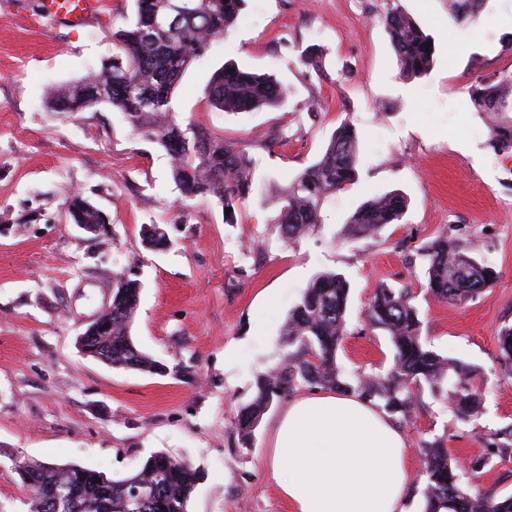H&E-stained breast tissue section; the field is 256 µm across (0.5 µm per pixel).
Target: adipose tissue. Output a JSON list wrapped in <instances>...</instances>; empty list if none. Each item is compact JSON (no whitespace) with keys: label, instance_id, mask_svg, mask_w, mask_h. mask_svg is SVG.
Segmentation results:
<instances>
[{"label":"adipose tissue","instance_id":"ef3b65f1","mask_svg":"<svg viewBox=\"0 0 512 512\" xmlns=\"http://www.w3.org/2000/svg\"><path fill=\"white\" fill-rule=\"evenodd\" d=\"M268 473L292 512H405L407 441L368 400L319 390L276 420Z\"/></svg>","mask_w":512,"mask_h":512}]
</instances>
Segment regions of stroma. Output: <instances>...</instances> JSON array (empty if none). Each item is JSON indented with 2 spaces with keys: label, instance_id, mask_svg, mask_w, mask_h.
<instances>
[{
  "label": "stroma",
  "instance_id": "obj_1",
  "mask_svg": "<svg viewBox=\"0 0 512 512\" xmlns=\"http://www.w3.org/2000/svg\"><path fill=\"white\" fill-rule=\"evenodd\" d=\"M395 8L434 39L423 78L399 75L385 24ZM133 12L134 0H102L99 14L71 29L41 16L36 0H0V512L29 509L14 457L118 479L160 450L200 472L189 512H290L265 476L286 399L264 413L252 446L235 420L257 376L285 365L284 322L326 269L351 284L338 351L347 374L374 379L392 365L388 337L366 316L383 284L412 288L430 349L484 374L483 408L467 422L429 390L415 393L399 422L411 461L407 512L422 509L421 444L440 436L459 463L492 457L480 488L511 494L512 448L494 452L489 435L512 427V365L498 350L499 329L512 325V158L490 148L470 90L512 74V0H486L467 24L449 17L448 0H247L227 40L187 70L172 100L180 120L250 147L263 197L233 224L205 200L179 207L166 151L121 112L47 107L53 91L111 58L112 34ZM311 44L324 51L318 73L299 60ZM230 60L274 74L286 104L213 108L206 86ZM346 119L358 134L354 184L324 205V224L284 242L273 222L277 188L318 159ZM393 190L408 199L402 223L346 239L356 207ZM73 192L105 212L111 234L91 238L67 219ZM145 224L161 227L169 248L144 247ZM442 234L474 247L497 274L462 305L424 288L421 249ZM118 272L142 284L132 339L168 374L117 369L76 345Z\"/></svg>",
  "mask_w": 512,
  "mask_h": 512
}]
</instances>
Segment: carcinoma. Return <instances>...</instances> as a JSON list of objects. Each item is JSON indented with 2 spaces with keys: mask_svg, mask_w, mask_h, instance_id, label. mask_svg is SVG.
Returning a JSON list of instances; mask_svg holds the SVG:
<instances>
[{
  "mask_svg": "<svg viewBox=\"0 0 512 512\" xmlns=\"http://www.w3.org/2000/svg\"><path fill=\"white\" fill-rule=\"evenodd\" d=\"M246 0H190L182 22L169 27L162 15L171 0H135L126 26L112 34L118 53L88 76L54 98V112H86L106 105L123 113L134 131L159 144L171 158V177L181 194L180 206L196 199L214 201L230 210L224 223H236V213L255 196V160L249 151L224 142V137L178 120L172 96L190 66L201 60L212 42L225 39L236 25ZM484 0H448V15L456 22L474 19ZM400 75L422 77L431 69L435 46L409 14L396 8L385 19ZM429 47H424V44ZM322 51L309 45L300 60L316 72L322 70ZM210 104L226 113L279 107L285 90L268 74H258L227 62L217 69L206 87ZM478 112L488 122L490 147L512 153V75L480 80L471 89ZM358 139L346 119L336 128L320 157L279 192L281 206L275 216L281 235L295 241L323 223L328 198L357 177ZM75 224H103L101 211L78 193L67 198ZM408 209L407 197L395 190L368 200L347 221L348 234L363 239L399 224ZM426 262L427 293L450 305L473 299L495 280L492 267L476 250L443 234L422 248ZM113 276L112 329L99 335L84 334L83 351L104 358L114 368L157 372L158 362L133 343L130 329L139 301V281ZM350 284L335 270L318 273L291 309L283 330L288 363L275 374L256 380L252 400L242 406L235 429L243 444L251 442L254 425L274 400L287 396L305 382L342 389L376 403L386 413L411 416L413 392L426 386L431 395L450 405L456 417L469 421L480 413L484 385L481 371L460 360L444 357L422 341V321L408 287H378L368 305L370 325L389 336L393 364L377 381L344 377L337 350L346 332ZM499 356L512 364V325L498 332ZM427 478L421 512H512V495L485 492L474 483L489 459L468 468L448 457L439 440L421 446ZM15 470L29 491V512H55L54 499L68 496V512H188L199 473L189 463L163 451L151 454L133 474L112 479L75 463L14 461ZM151 481L150 493L128 506L126 486Z\"/></svg>",
  "mask_w": 512,
  "mask_h": 512,
  "instance_id": "carcinoma-1",
  "label": "carcinoma"
}]
</instances>
